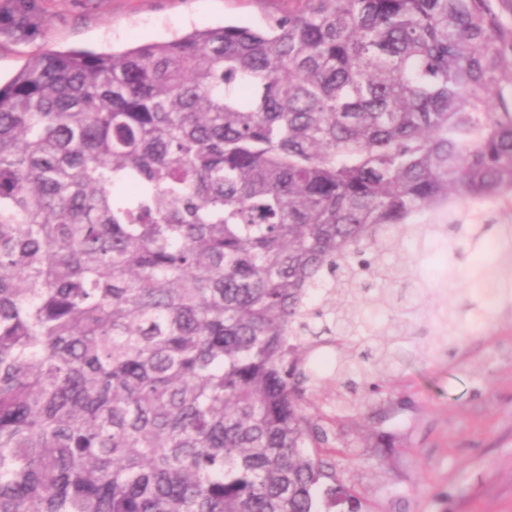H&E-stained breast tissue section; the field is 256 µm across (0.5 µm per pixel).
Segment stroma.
<instances>
[{
    "mask_svg": "<svg viewBox=\"0 0 512 512\" xmlns=\"http://www.w3.org/2000/svg\"><path fill=\"white\" fill-rule=\"evenodd\" d=\"M304 0H0V84L33 55L95 52L165 41L226 23L262 27ZM512 239L487 232L461 255L422 253L417 277L456 289L465 344L455 356L421 360L413 342L395 348L394 389L342 408L332 436L336 460L355 491L332 512H512V296L488 300L473 272L492 263L512 285Z\"/></svg>",
    "mask_w": 512,
    "mask_h": 512,
    "instance_id": "1",
    "label": "stroma"
}]
</instances>
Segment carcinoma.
<instances>
[{
	"mask_svg": "<svg viewBox=\"0 0 512 512\" xmlns=\"http://www.w3.org/2000/svg\"><path fill=\"white\" fill-rule=\"evenodd\" d=\"M494 226L512 0H305L28 60L0 85V512H330L311 354L339 347L356 404L398 340L454 353L401 241ZM368 304L395 318L361 336Z\"/></svg>",
	"mask_w": 512,
	"mask_h": 512,
	"instance_id": "carcinoma-1",
	"label": "carcinoma"
}]
</instances>
